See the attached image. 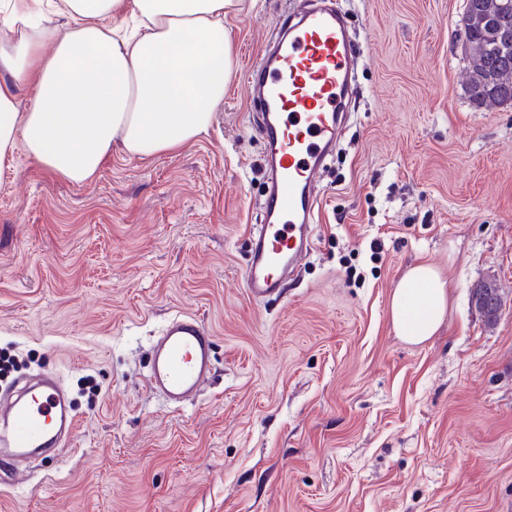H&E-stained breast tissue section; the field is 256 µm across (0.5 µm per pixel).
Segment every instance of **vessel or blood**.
Returning a JSON list of instances; mask_svg holds the SVG:
<instances>
[{"instance_id":"vessel-or-blood-1","label":"vessel or blood","mask_w":512,"mask_h":512,"mask_svg":"<svg viewBox=\"0 0 512 512\" xmlns=\"http://www.w3.org/2000/svg\"><path fill=\"white\" fill-rule=\"evenodd\" d=\"M248 68L245 86L257 106L267 191L260 205L243 286L256 301L280 295L315 239L316 180L339 141L350 103L355 52L346 16L334 0L288 15ZM214 339L194 315L170 318L151 347L150 391L167 405L198 395L213 369ZM78 425L62 377L41 373L0 386V468L53 456Z\"/></svg>"}]
</instances>
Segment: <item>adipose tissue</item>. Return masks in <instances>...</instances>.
<instances>
[{
  "instance_id": "ef3b65f1",
  "label": "adipose tissue",
  "mask_w": 512,
  "mask_h": 512,
  "mask_svg": "<svg viewBox=\"0 0 512 512\" xmlns=\"http://www.w3.org/2000/svg\"><path fill=\"white\" fill-rule=\"evenodd\" d=\"M239 2L53 0L65 26L0 46V161L21 146L48 172L83 184L113 146L148 158L207 133L234 70L224 20ZM450 287L431 264L412 265L391 295L396 335L415 344L434 336Z\"/></svg>"
}]
</instances>
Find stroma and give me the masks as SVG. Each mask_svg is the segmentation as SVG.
Here are the masks:
<instances>
[{
	"label": "stroma",
	"mask_w": 512,
	"mask_h": 512,
	"mask_svg": "<svg viewBox=\"0 0 512 512\" xmlns=\"http://www.w3.org/2000/svg\"><path fill=\"white\" fill-rule=\"evenodd\" d=\"M301 0H246L207 135L73 184L0 164V352L52 370L78 427L0 486V512H512V108L470 99L465 0H344L357 94L321 174L317 240L277 300L242 277L265 189L245 74ZM381 251L372 254L371 241ZM423 260L452 285L410 345L391 293ZM505 295L487 327L470 292ZM199 316L195 404L144 387L153 336Z\"/></svg>",
	"instance_id": "obj_1"
}]
</instances>
